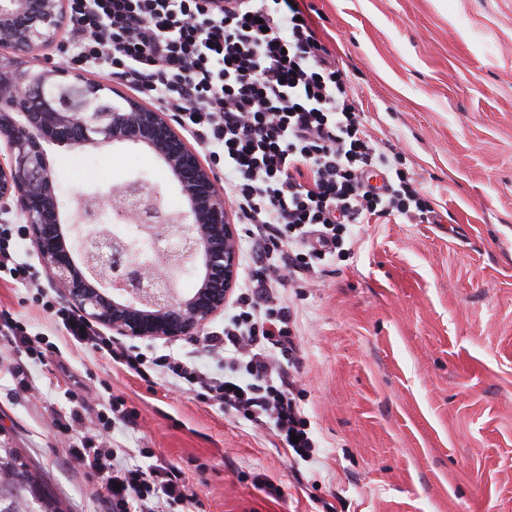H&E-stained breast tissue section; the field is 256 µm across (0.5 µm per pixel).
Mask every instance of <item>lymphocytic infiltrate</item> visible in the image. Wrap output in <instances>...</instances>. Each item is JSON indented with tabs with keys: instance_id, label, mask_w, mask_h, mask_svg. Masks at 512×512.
<instances>
[{
	"instance_id": "lymphocytic-infiltrate-1",
	"label": "lymphocytic infiltrate",
	"mask_w": 512,
	"mask_h": 512,
	"mask_svg": "<svg viewBox=\"0 0 512 512\" xmlns=\"http://www.w3.org/2000/svg\"><path fill=\"white\" fill-rule=\"evenodd\" d=\"M69 11L79 32L73 61L125 81L223 165L224 194L249 245L233 311L209 339L223 376L191 360L167 370L205 401L269 428L296 458L313 459L284 289L307 287L317 263L345 254L356 225L427 219L428 193L377 147L302 0H69ZM23 237V227L0 225V273L29 284ZM56 315L71 340L140 370V354L70 309ZM69 454L110 512L199 505L178 469L122 466L103 442Z\"/></svg>"
}]
</instances>
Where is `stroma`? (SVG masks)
<instances>
[{
	"label": "stroma",
	"mask_w": 512,
	"mask_h": 512,
	"mask_svg": "<svg viewBox=\"0 0 512 512\" xmlns=\"http://www.w3.org/2000/svg\"><path fill=\"white\" fill-rule=\"evenodd\" d=\"M382 148L422 183L434 224L363 226L350 254L293 298L300 404L320 444L294 463L269 429L180 388L172 359L219 360L200 335L138 339L144 374L72 345L47 271L0 278V311L55 344L23 358L17 389L0 344V442L40 466L69 512H107L68 454L121 405L110 441L127 467H178L203 512H512V0H305ZM62 189L142 176L178 197L149 149L46 144ZM84 402L62 431L55 414Z\"/></svg>",
	"instance_id": "35a3bbf8"
}]
</instances>
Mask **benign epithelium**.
Here are the masks:
<instances>
[{
    "mask_svg": "<svg viewBox=\"0 0 512 512\" xmlns=\"http://www.w3.org/2000/svg\"><path fill=\"white\" fill-rule=\"evenodd\" d=\"M68 28V0H0V207L15 206L64 301L90 321L122 336L173 339L198 335L236 286L239 236L224 189L165 113L129 98L99 111L111 87L94 82L73 102L59 80L82 75L44 58L42 51ZM105 152L116 143L142 145L168 168L187 208L163 222L146 221L163 209V194L142 178L108 192L74 193L64 203L42 142ZM133 227L110 234L102 213ZM176 240L171 250L162 243ZM200 273L188 296L185 275Z\"/></svg>",
    "mask_w": 512,
    "mask_h": 512,
    "instance_id": "1",
    "label": "benign epithelium"
}]
</instances>
